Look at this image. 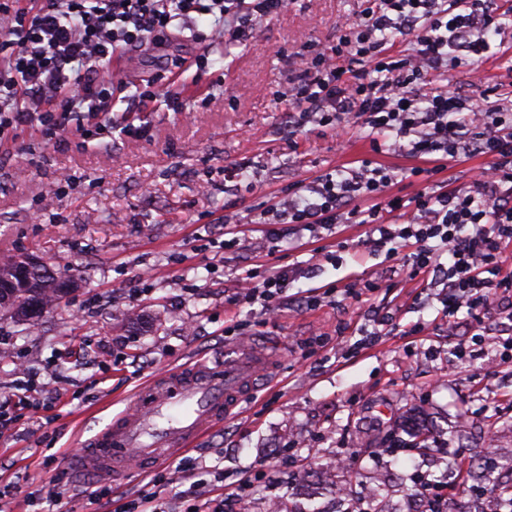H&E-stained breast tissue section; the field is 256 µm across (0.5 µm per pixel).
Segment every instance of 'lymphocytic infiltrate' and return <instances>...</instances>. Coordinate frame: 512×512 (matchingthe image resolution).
Listing matches in <instances>:
<instances>
[{
	"instance_id": "lymphocytic-infiltrate-1",
	"label": "lymphocytic infiltrate",
	"mask_w": 512,
	"mask_h": 512,
	"mask_svg": "<svg viewBox=\"0 0 512 512\" xmlns=\"http://www.w3.org/2000/svg\"><path fill=\"white\" fill-rule=\"evenodd\" d=\"M335 44H306L278 98L288 126L358 129L370 157L320 175L266 200L262 217L298 224L312 234L339 224L372 225L364 247L388 258L406 252L412 275L430 278L448 318L487 307L512 288L502 250L512 241V102L470 104L445 86L449 69L475 65L493 44L512 43V0H363ZM289 0H0V142L38 129L62 139L85 120L101 131L131 134L134 116L183 112L208 101L202 82L213 51L252 39L257 25L287 10ZM201 43L193 61L171 60L164 81L130 84L112 74L113 60L172 36ZM383 154L423 159L393 171ZM488 163L471 185L451 191L422 185L423 174L450 169L460 156ZM402 193H393L395 185ZM288 271L248 272L234 306L273 314ZM113 512H224L204 498L189 508L148 493Z\"/></svg>"
}]
</instances>
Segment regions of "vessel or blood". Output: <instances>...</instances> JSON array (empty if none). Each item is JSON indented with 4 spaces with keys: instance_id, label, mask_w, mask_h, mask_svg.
Returning <instances> with one entry per match:
<instances>
[{
    "instance_id": "vessel-or-blood-1",
    "label": "vessel or blood",
    "mask_w": 512,
    "mask_h": 512,
    "mask_svg": "<svg viewBox=\"0 0 512 512\" xmlns=\"http://www.w3.org/2000/svg\"><path fill=\"white\" fill-rule=\"evenodd\" d=\"M276 367L274 353L242 340L225 345L220 364L199 357L150 379L108 427L82 442L76 453L81 469L112 483L151 469L233 417Z\"/></svg>"
}]
</instances>
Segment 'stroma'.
<instances>
[{"instance_id":"obj_1","label":"stroma","mask_w":512,"mask_h":512,"mask_svg":"<svg viewBox=\"0 0 512 512\" xmlns=\"http://www.w3.org/2000/svg\"><path fill=\"white\" fill-rule=\"evenodd\" d=\"M357 10V0H294L217 64L221 85L207 104L146 113L141 134L119 143L90 123L50 144L30 129L18 140L22 152L0 153V258L37 254L81 281L36 326L0 316V392L33 382L61 395L42 431L29 433L23 415L0 435V486L17 488L0 498V512H55L43 492L52 455L106 427L164 365L219 357L229 341L225 301L248 270L308 261L314 269L289 283L276 320L265 321L259 306L240 308L249 341L284 343L288 358L277 383L245 399L238 420L192 447L193 480L220 477L232 487L263 463L267 474L245 512H270L276 499L285 512H350L375 497L385 512H419L411 474L437 472L448 459L455 467L441 488L445 512H492L482 473L512 482L504 467L512 458V359L501 347L512 336V292H498L481 324L462 311L450 326L432 289L402 260L357 247L364 227L343 224L317 240L282 224L276 242L252 221L262 201L369 155L359 131L340 138L312 124L289 146L288 106L276 98L288 85L285 57L306 42L335 40ZM201 51L186 39L162 52L135 51L116 76L137 84L160 70L163 56ZM447 83L476 105L512 97V47L492 48L478 71L449 70ZM232 165L246 179H225ZM63 171L71 183H58ZM228 213L241 219V243L231 249ZM342 244L340 263L322 261ZM139 269L149 270L148 281H135ZM353 278L375 285L369 302L338 296L307 306L308 289ZM372 304L391 313L393 330L354 349ZM415 322L421 332L405 335ZM77 344L84 354L73 353ZM463 345L471 349L465 363L454 355ZM403 426L423 430L427 452L387 441ZM154 471L164 482L133 476L113 496L189 490L182 474L160 464Z\"/></svg>"}]
</instances>
